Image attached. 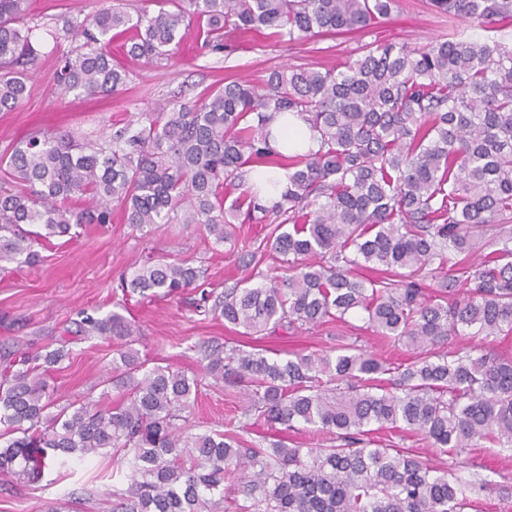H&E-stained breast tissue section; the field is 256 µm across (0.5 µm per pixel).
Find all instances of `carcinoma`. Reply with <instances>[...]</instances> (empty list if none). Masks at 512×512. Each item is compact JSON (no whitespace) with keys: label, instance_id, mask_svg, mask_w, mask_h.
Returning a JSON list of instances; mask_svg holds the SVG:
<instances>
[{"label":"carcinoma","instance_id":"obj_1","mask_svg":"<svg viewBox=\"0 0 512 512\" xmlns=\"http://www.w3.org/2000/svg\"><path fill=\"white\" fill-rule=\"evenodd\" d=\"M132 16L98 0L93 16L55 29L80 44L60 56L62 94L89 98L122 90L129 71L112 56L149 68L174 58L181 28L195 22L204 46L267 32L293 42L365 31L396 0H169ZM29 0H0V110L27 94L32 40ZM443 14L477 21L490 41L454 34L413 48L367 44L345 70L290 66L257 84L232 80L193 105L140 112L103 142L33 129L0 152V263L34 265L40 241L80 224L125 221L202 224L222 244L234 224H269L250 252L245 279L203 313L243 336L347 323L390 345L420 350L385 362L354 346L336 355L299 351L286 359L242 344L205 350V370L246 397L238 431H186L196 376L145 368L135 326L113 311L90 314L75 335L120 341L105 381L122 396L55 406L44 378L68 352L3 356L0 476L41 481L60 455L86 460L112 450L128 466L112 512H472L482 493L512 500V481L466 487L410 448L376 443L388 430L414 434L458 457L492 442L512 448V357L469 342L512 335V0H430ZM297 113L319 147L284 154L271 145L277 114ZM285 167L288 185L268 202L246 182L255 167ZM36 224L38 231L23 228ZM278 265L260 267L266 252ZM189 260L144 265L122 288L175 297L200 287ZM459 346L436 347L449 338ZM302 424L336 439L330 448L288 446ZM263 433L245 445L240 433Z\"/></svg>","mask_w":512,"mask_h":512}]
</instances>
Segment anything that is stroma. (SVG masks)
Returning <instances> with one entry per match:
<instances>
[{
  "label": "stroma",
  "mask_w": 512,
  "mask_h": 512,
  "mask_svg": "<svg viewBox=\"0 0 512 512\" xmlns=\"http://www.w3.org/2000/svg\"><path fill=\"white\" fill-rule=\"evenodd\" d=\"M30 7L44 53L31 71L28 97L18 107L0 112V149L33 128L97 140L110 135L113 125L156 104L194 102L208 88L237 78L257 82L270 70L286 65L338 68L357 57L362 45L374 41L415 45L451 33L472 40L487 37L473 23L435 12L428 0H398L390 20L344 37L291 43L257 37L233 42L231 50L221 53L195 51L197 35L189 29L183 35L180 61L147 69L137 60L125 59L131 73L125 89L108 98L88 100L74 92L60 95L55 71L58 57L68 46L54 44L49 32L64 19L92 17L98 0H30ZM264 234L261 225L240 224L234 241L222 245L200 224H157L145 235L126 224L120 206H113L111 223L84 224L76 227L73 237L50 238L40 248L43 260L39 265L12 263L0 272V354L67 346L69 359L45 375L57 404L88 393L101 398L103 404H115L116 394L104 393L101 386L112 366L114 343L100 336L72 339L67 330L80 312L95 310L105 315L114 310L116 302H124L125 316L140 330L134 346L147 366H168L199 376L200 391L189 416L192 432L227 431L240 418L244 401L241 394L230 393L223 381L204 372L202 352L204 344H221L230 336L223 317L199 313L196 290L147 301L136 295L123 296L121 284L149 259H189L206 268L211 289L223 292L246 275L242 257L258 246ZM345 342L392 362L412 354L403 345L382 347L370 332L339 331L327 325L267 336L260 345L275 353L330 354ZM400 445L432 463L450 465L454 476L465 484L476 480L495 484L512 478V450L490 443L473 450L458 465L416 436H407ZM51 477L52 484L43 488L0 481V512H45L50 503L60 512H112L111 491L126 484L108 454L68 461L54 469Z\"/></svg>",
  "instance_id": "stroma-1"
}]
</instances>
